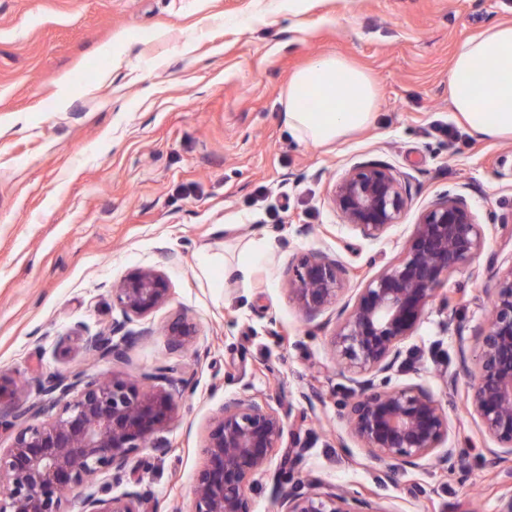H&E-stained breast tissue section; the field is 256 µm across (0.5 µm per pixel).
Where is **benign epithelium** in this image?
I'll use <instances>...</instances> for the list:
<instances>
[{
	"mask_svg": "<svg viewBox=\"0 0 512 512\" xmlns=\"http://www.w3.org/2000/svg\"><path fill=\"white\" fill-rule=\"evenodd\" d=\"M331 203L366 239L380 238L399 223L408 204L405 182L388 165L362 163L334 185ZM482 227L466 198L440 196L421 214L398 261L367 279L352 306H344L331 338L336 360L351 383L348 415L354 438L368 452L375 479L391 480L398 465L440 454L451 471H465L464 457L448 441V414L442 402L421 386L391 387L390 373L400 345L421 322L438 289L484 251ZM349 271L335 258L303 255L288 266L290 293L308 320L336 305ZM168 279L156 269H138L112 289V303L125 320L143 318L165 304ZM112 334L97 333L86 344L100 357L120 360L123 351ZM175 347L189 344L196 326L175 317L166 329ZM470 370V402L480 431L497 447L489 460H512V270L491 291V314L476 335ZM191 375L162 368L135 382L114 375L87 380L80 371L48 374L40 380L44 400L27 408L11 407L20 428L12 445L0 451V512H65V493L101 473H126L132 454L154 447L155 435L174 419L175 395ZM77 396L71 400L72 392ZM48 419L31 424L41 416ZM286 414L253 398L224 402L212 417L202 449L205 462L194 486L193 512H253L250 478L281 449ZM145 496H88L81 512H143ZM281 512H387L350 493L331 489L304 493L283 490Z\"/></svg>",
	"mask_w": 512,
	"mask_h": 512,
	"instance_id": "benign-epithelium-1",
	"label": "benign epithelium"
}]
</instances>
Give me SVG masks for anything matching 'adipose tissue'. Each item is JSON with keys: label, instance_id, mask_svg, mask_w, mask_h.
I'll return each instance as SVG.
<instances>
[{"label": "adipose tissue", "instance_id": "1", "mask_svg": "<svg viewBox=\"0 0 512 512\" xmlns=\"http://www.w3.org/2000/svg\"><path fill=\"white\" fill-rule=\"evenodd\" d=\"M489 73L476 83L478 72ZM448 100L473 134L512 138V24L490 26L455 55ZM379 90L364 69L339 56H321L288 84L284 118L298 137L319 145L336 142L372 123Z\"/></svg>", "mask_w": 512, "mask_h": 512}]
</instances>
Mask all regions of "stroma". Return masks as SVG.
Returning a JSON list of instances; mask_svg holds the SVG:
<instances>
[{
    "instance_id": "1",
    "label": "stroma",
    "mask_w": 512,
    "mask_h": 512,
    "mask_svg": "<svg viewBox=\"0 0 512 512\" xmlns=\"http://www.w3.org/2000/svg\"><path fill=\"white\" fill-rule=\"evenodd\" d=\"M496 23H512V0H0V376L29 406L53 372L192 375L163 447L142 450L121 480L86 483L66 512L104 489L144 494L146 512H192L213 415L251 396L289 411L306 447L289 476L274 460L253 477V512H279L281 486L311 482L387 512H496L512 463L486 460L493 442L465 402L463 358L512 269V140L472 134L448 103L454 55ZM326 54L371 74L380 110L316 145L288 131L283 100L292 75ZM365 162L391 166L408 193L400 223L375 240L328 202ZM447 192L469 202L484 255L441 287L453 307L433 301L391 383L447 402L448 443L468 469L430 457L380 485L344 409L338 307L306 320L285 271L300 254L337 258L350 271L340 305L352 302ZM143 268L166 274L170 297L128 322L112 290ZM179 314L197 327L184 348L164 332ZM115 323L126 336L118 362L85 344Z\"/></svg>"
}]
</instances>
